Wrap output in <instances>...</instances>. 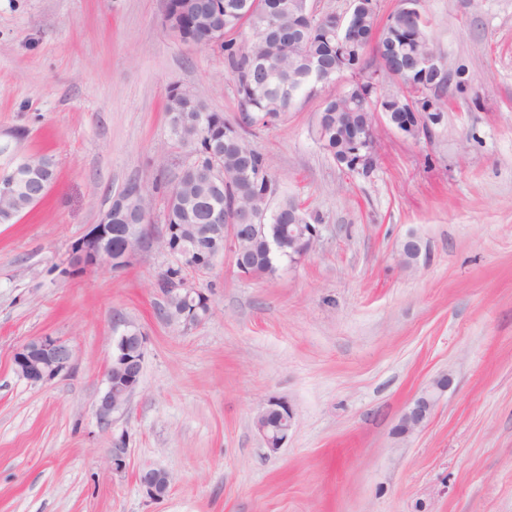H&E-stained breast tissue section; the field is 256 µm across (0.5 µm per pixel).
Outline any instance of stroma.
<instances>
[{
    "instance_id": "1",
    "label": "stroma",
    "mask_w": 512,
    "mask_h": 512,
    "mask_svg": "<svg viewBox=\"0 0 512 512\" xmlns=\"http://www.w3.org/2000/svg\"><path fill=\"white\" fill-rule=\"evenodd\" d=\"M421 8L469 78L434 138L382 120L370 176L341 168L312 127L343 79L253 133L321 238L271 278L218 259L196 281L212 314L186 330L158 316L170 255L65 268L115 194L150 185L172 87L237 119L223 54L168 34L165 0H0V140L25 131L22 151L57 167L47 197L0 225V512H512V0ZM410 234L423 254L406 268ZM127 324L147 337L141 383L105 426L95 402ZM46 334L74 368L34 386L13 356ZM444 373L427 427L396 437ZM274 400L295 419L272 454L254 418ZM121 436L116 475L106 454ZM146 465L170 473L164 500L142 493Z\"/></svg>"
}]
</instances>
